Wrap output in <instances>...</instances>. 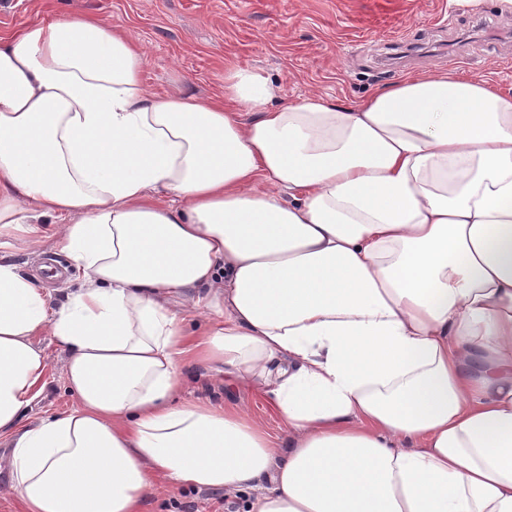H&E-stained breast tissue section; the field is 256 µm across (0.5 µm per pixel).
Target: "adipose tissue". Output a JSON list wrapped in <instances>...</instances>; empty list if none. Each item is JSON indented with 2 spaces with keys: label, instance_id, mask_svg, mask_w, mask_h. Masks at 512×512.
I'll use <instances>...</instances> for the list:
<instances>
[{
  "label": "adipose tissue",
  "instance_id": "ef3b65f1",
  "mask_svg": "<svg viewBox=\"0 0 512 512\" xmlns=\"http://www.w3.org/2000/svg\"><path fill=\"white\" fill-rule=\"evenodd\" d=\"M127 33L0 34V234L46 224L80 279L51 307L0 263V434L26 512H134L153 474L267 485L250 512H512V99L452 72L353 105L150 93ZM267 186L255 192L256 183ZM205 363L288 428L171 405L182 300ZM50 330L78 408L21 423Z\"/></svg>",
  "mask_w": 512,
  "mask_h": 512
}]
</instances>
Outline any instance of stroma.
I'll return each instance as SVG.
<instances>
[{"instance_id":"obj_1","label":"stroma","mask_w":512,"mask_h":512,"mask_svg":"<svg viewBox=\"0 0 512 512\" xmlns=\"http://www.w3.org/2000/svg\"><path fill=\"white\" fill-rule=\"evenodd\" d=\"M63 15L123 28L142 45L144 82L156 94L218 97L225 69L238 67L273 83L276 104L314 93L350 105L407 75L450 69L512 98V12L498 0H0V32ZM0 256L46 288L53 305L77 286L73 267L59 277L42 270L44 258L67 256L54 232L35 244L15 242ZM34 342L48 371L23 414L29 426L78 405L62 378L63 347L48 331ZM178 397L246 411L279 448L288 446V429L262 387L226 379L191 352L180 363ZM259 493L255 486L218 501L211 490L158 475L136 512H248Z\"/></svg>"}]
</instances>
